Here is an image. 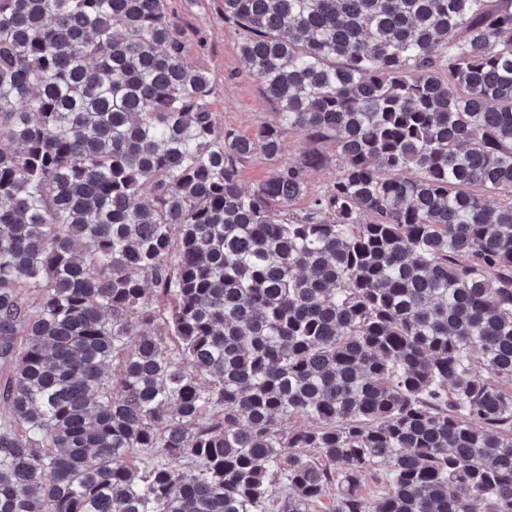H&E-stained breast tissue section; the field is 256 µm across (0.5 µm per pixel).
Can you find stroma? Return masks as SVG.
Returning a JSON list of instances; mask_svg holds the SVG:
<instances>
[{"label":"stroma","instance_id":"obj_1","mask_svg":"<svg viewBox=\"0 0 512 512\" xmlns=\"http://www.w3.org/2000/svg\"><path fill=\"white\" fill-rule=\"evenodd\" d=\"M175 17L186 60L207 73L213 87V109L220 126L243 136H253L275 121V112L259 81L247 71L238 50L239 34L224 21L222 0H167ZM277 161L256 153L239 167L243 190L254 189L276 167L294 164L306 147L297 131L282 130Z\"/></svg>","mask_w":512,"mask_h":512}]
</instances>
